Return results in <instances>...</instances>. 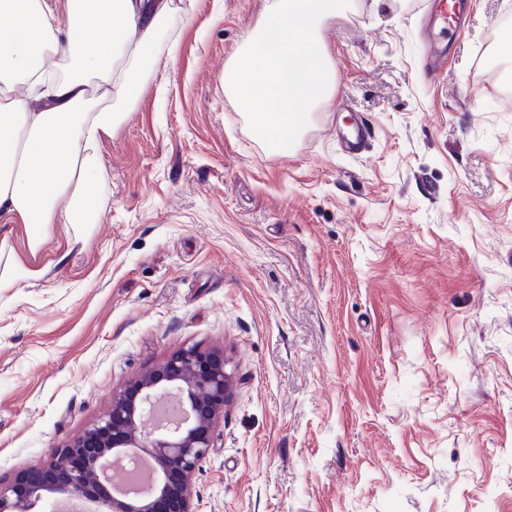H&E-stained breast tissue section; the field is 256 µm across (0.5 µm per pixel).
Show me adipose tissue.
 I'll return each instance as SVG.
<instances>
[{
    "instance_id": "ef3b65f1",
    "label": "adipose tissue",
    "mask_w": 512,
    "mask_h": 512,
    "mask_svg": "<svg viewBox=\"0 0 512 512\" xmlns=\"http://www.w3.org/2000/svg\"><path fill=\"white\" fill-rule=\"evenodd\" d=\"M178 0H0V224L79 229Z\"/></svg>"
}]
</instances>
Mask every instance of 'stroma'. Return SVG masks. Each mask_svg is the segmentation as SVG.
Masks as SVG:
<instances>
[{"label":"stroma","instance_id":"1","mask_svg":"<svg viewBox=\"0 0 512 512\" xmlns=\"http://www.w3.org/2000/svg\"><path fill=\"white\" fill-rule=\"evenodd\" d=\"M428 2L321 24L333 95L282 151L223 82L265 0H182L101 144L96 223L37 251L0 224L25 272L0 288L1 477L198 344L233 395L196 512H512V97L480 56L512 42V0H465L435 79Z\"/></svg>","mask_w":512,"mask_h":512}]
</instances>
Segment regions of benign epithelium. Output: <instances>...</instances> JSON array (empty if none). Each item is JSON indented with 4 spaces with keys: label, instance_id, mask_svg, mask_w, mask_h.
I'll return each mask as SVG.
<instances>
[{
    "label": "benign epithelium",
    "instance_id": "benign-epithelium-1",
    "mask_svg": "<svg viewBox=\"0 0 512 512\" xmlns=\"http://www.w3.org/2000/svg\"><path fill=\"white\" fill-rule=\"evenodd\" d=\"M231 394L223 356L183 347L113 395L108 412L52 449L50 461L0 479V512H31L47 495L91 501L96 512H196L189 476L213 448L212 430ZM145 458L153 461L148 492L112 493V471Z\"/></svg>",
    "mask_w": 512,
    "mask_h": 512
}]
</instances>
